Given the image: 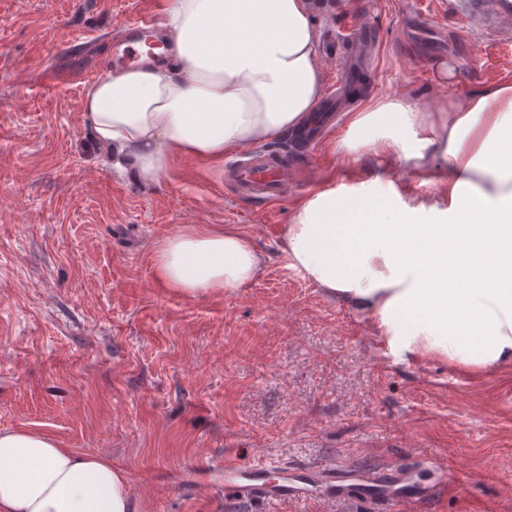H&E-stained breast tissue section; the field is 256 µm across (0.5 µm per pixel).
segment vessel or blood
Returning a JSON list of instances; mask_svg holds the SVG:
<instances>
[{
	"label": "vessel or blood",
	"instance_id": "b4317fda",
	"mask_svg": "<svg viewBox=\"0 0 512 512\" xmlns=\"http://www.w3.org/2000/svg\"><path fill=\"white\" fill-rule=\"evenodd\" d=\"M458 12L473 23L487 26L492 19L507 15L505 0H458ZM288 156L280 152H248L244 159L224 167V182L253 199L271 200L288 183ZM270 467H245L236 462L224 464V496L238 502H285L306 496L310 486L320 485L331 498L363 503L392 499L405 502L439 496L442 485L415 487L409 476L398 469L379 468L359 471L349 467H280L279 480H272Z\"/></svg>",
	"mask_w": 512,
	"mask_h": 512
}]
</instances>
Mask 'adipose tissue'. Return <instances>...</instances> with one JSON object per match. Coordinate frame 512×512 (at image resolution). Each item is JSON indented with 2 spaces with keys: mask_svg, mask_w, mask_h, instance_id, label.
I'll return each instance as SVG.
<instances>
[{
  "mask_svg": "<svg viewBox=\"0 0 512 512\" xmlns=\"http://www.w3.org/2000/svg\"><path fill=\"white\" fill-rule=\"evenodd\" d=\"M164 35L172 61L109 70L83 97L95 139L135 179L274 141L315 113L323 66L311 0H170ZM339 146L443 172L448 206L434 220L396 194L317 190L282 228L286 268L375 314L395 353L512 362V261L501 260L512 254V85L433 112L378 98L352 113ZM261 265L239 229L214 226L165 238L154 275L198 297L245 287ZM129 510V478L108 458L0 430V512Z\"/></svg>",
  "mask_w": 512,
  "mask_h": 512,
  "instance_id": "ef3b65f1",
  "label": "adipose tissue"
}]
</instances>
